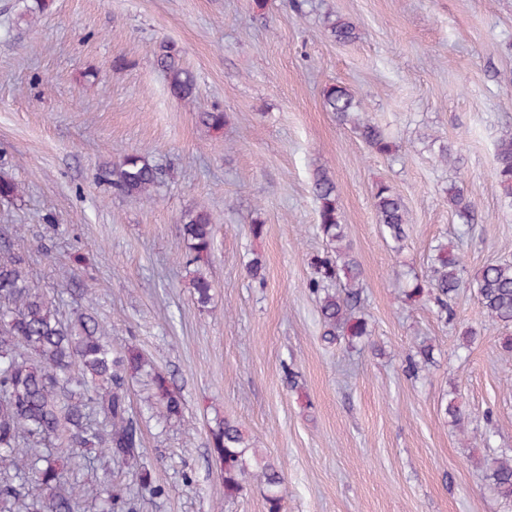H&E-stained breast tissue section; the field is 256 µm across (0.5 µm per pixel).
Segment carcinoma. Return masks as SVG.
<instances>
[{
    "label": "carcinoma",
    "mask_w": 512,
    "mask_h": 512,
    "mask_svg": "<svg viewBox=\"0 0 512 512\" xmlns=\"http://www.w3.org/2000/svg\"><path fill=\"white\" fill-rule=\"evenodd\" d=\"M325 23L338 42L357 38L355 25L338 15H327ZM154 57L170 92L181 99L193 97L196 77L180 51L161 43ZM324 106L340 122L351 124L369 150L392 153L393 143L378 125L360 117V105L347 88H327ZM496 162L501 194L512 208V134L498 140ZM99 178L123 196L146 198L160 184L161 170L132 153L102 166ZM311 190L319 203L318 229L325 248L310 261L307 286L319 300L324 340L353 346L370 335L362 305V270L343 245L334 180L317 169ZM373 199L378 223L400 243L408 223L401 198L390 185L379 183ZM448 204L463 223H472L473 204L463 189L449 186ZM181 233L189 249L187 264L209 256L215 225L206 210L184 212ZM24 263L19 254L0 257V512H80L83 503L91 512H138L140 498L159 497L163 490L143 462L142 433L130 413L128 382L146 374L150 397L170 422L183 419L181 391L164 373L145 370L148 362L136 347L115 351L94 315L80 309L63 320L55 299L35 286ZM465 283L476 292L488 319L512 326V262H490L470 276L462 257L443 241L433 247L425 275H413L404 295H430L438 313L448 317V300ZM191 288L198 304L211 303L212 282L202 269L194 270ZM210 448L222 468L225 497L241 494L253 480L263 488L266 512H282V472L275 460L253 447L239 425L217 420ZM95 468L102 470V477L82 483L80 471ZM115 468L129 482H114ZM489 476L498 494L512 500V457L494 459Z\"/></svg>",
    "instance_id": "cac0c4a2"
}]
</instances>
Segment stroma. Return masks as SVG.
<instances>
[{
	"label": "stroma",
	"mask_w": 512,
	"mask_h": 512,
	"mask_svg": "<svg viewBox=\"0 0 512 512\" xmlns=\"http://www.w3.org/2000/svg\"><path fill=\"white\" fill-rule=\"evenodd\" d=\"M329 13L355 25L354 42L329 36ZM162 42L194 72L193 101L170 93L153 58ZM332 85L360 101L392 155L327 112ZM215 108L220 131L197 119ZM509 132L512 0H0V174L20 186L0 202V237L22 232L29 276L63 316L89 310L114 349L137 346L184 398V424H170L145 378L129 385L164 490L140 512H266L255 483L224 495L209 447L220 418L279 464L284 512H512L486 470L512 456L504 329L466 286L449 319L431 297L403 296L440 240L471 271L512 262L495 156ZM445 147L455 162L441 161ZM131 153L163 171L150 199L96 177ZM321 168L363 272L372 334L353 349L323 340L307 286L324 248L310 189ZM381 181L408 212L398 252L373 205ZM453 184L472 225L448 206ZM197 208L215 225L205 308L180 232ZM70 270L91 298L61 288ZM424 344L434 362L411 376ZM452 401L463 426L444 412Z\"/></svg>",
	"instance_id": "stroma-1"
}]
</instances>
